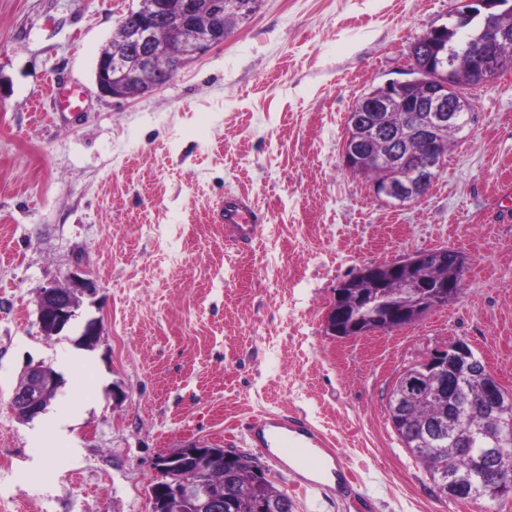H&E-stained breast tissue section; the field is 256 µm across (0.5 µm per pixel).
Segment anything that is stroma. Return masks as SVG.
Listing matches in <instances>:
<instances>
[{"mask_svg":"<svg viewBox=\"0 0 512 512\" xmlns=\"http://www.w3.org/2000/svg\"><path fill=\"white\" fill-rule=\"evenodd\" d=\"M136 5L0 0V512H151L157 457L189 441L257 456L293 512H512L442 498L388 416L400 374L459 338L512 393V69L467 89L473 119L430 190L394 206L343 167L347 117L457 0H257L162 88L102 96L96 59ZM51 78L82 111L45 95ZM238 194L263 217L244 247L217 221ZM442 248L465 258L457 300L327 334L360 267ZM86 273L73 327L45 337L41 288ZM37 362L64 384L24 422L11 396ZM280 414L331 438L338 487L251 441ZM61 419L66 444L46 449Z\"/></svg>","mask_w":512,"mask_h":512,"instance_id":"35a3bbf8","label":"stroma"}]
</instances>
